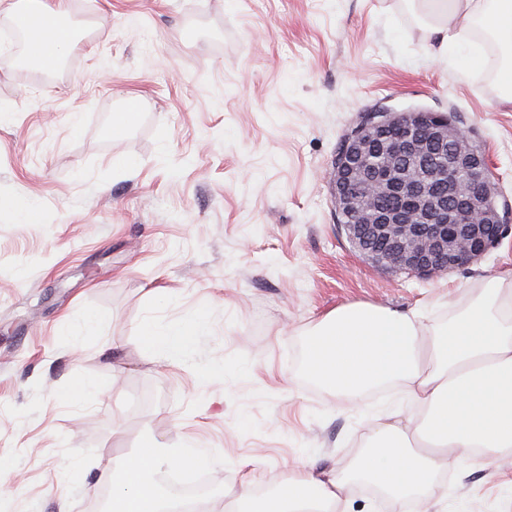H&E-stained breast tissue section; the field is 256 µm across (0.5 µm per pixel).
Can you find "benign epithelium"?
<instances>
[{
  "instance_id": "obj_1",
  "label": "benign epithelium",
  "mask_w": 512,
  "mask_h": 512,
  "mask_svg": "<svg viewBox=\"0 0 512 512\" xmlns=\"http://www.w3.org/2000/svg\"><path fill=\"white\" fill-rule=\"evenodd\" d=\"M376 152L385 157L379 166L371 164ZM434 154L444 166L430 165ZM332 195L352 219L341 228L355 248L420 278L478 261L508 231L483 155L446 113L374 108L362 115L335 159Z\"/></svg>"
}]
</instances>
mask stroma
Masks as SVG:
<instances>
[{
  "instance_id": "1",
  "label": "stroma",
  "mask_w": 512,
  "mask_h": 512,
  "mask_svg": "<svg viewBox=\"0 0 512 512\" xmlns=\"http://www.w3.org/2000/svg\"><path fill=\"white\" fill-rule=\"evenodd\" d=\"M82 37L47 73L0 37V512H105L148 437L210 459V512L300 460L340 469L419 406L376 393L360 419L296 370L305 334L353 304L440 325L512 281V230L430 279L376 265L336 216V149L376 107L445 112L485 155L512 227V101L483 63L442 56L404 0H67ZM140 117L113 139L127 97ZM135 161L133 170L117 160ZM36 209L37 221H19ZM104 316L95 332L88 313ZM204 319L161 359L140 338ZM211 371L201 380V371ZM98 393L78 398L83 383ZM438 512H506L512 458H455Z\"/></svg>"
}]
</instances>
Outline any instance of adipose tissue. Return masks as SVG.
<instances>
[{
    "label": "adipose tissue",
    "instance_id": "adipose-tissue-1",
    "mask_svg": "<svg viewBox=\"0 0 512 512\" xmlns=\"http://www.w3.org/2000/svg\"><path fill=\"white\" fill-rule=\"evenodd\" d=\"M409 2L442 54L468 51L466 25L490 23L509 61L501 80L512 88V0ZM4 10L23 27V60L37 69H56L78 37L64 11L48 0H8ZM199 329L195 323L159 332L147 322L140 336L167 358L186 351ZM300 371L356 407L370 393L399 384L424 417L415 425L388 415L348 471L320 476L310 462H301L241 512H336L361 484L377 489L394 512H432L437 476L451 457L492 463L512 454V287L496 279L465 311L433 329L413 312L367 304L335 309L308 332ZM205 462L192 448L172 451L147 439L112 474V512H175L161 494L164 479Z\"/></svg>",
    "mask_w": 512,
    "mask_h": 512
}]
</instances>
